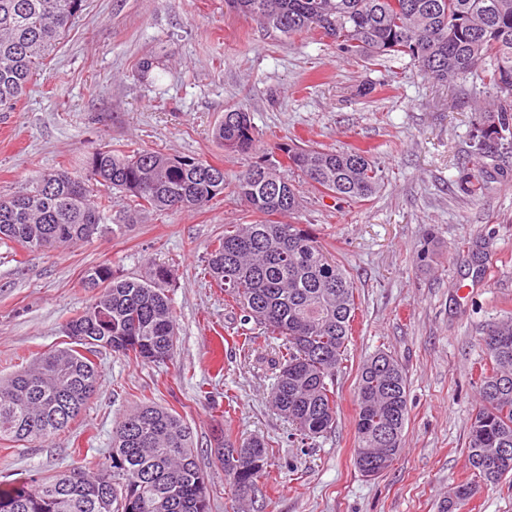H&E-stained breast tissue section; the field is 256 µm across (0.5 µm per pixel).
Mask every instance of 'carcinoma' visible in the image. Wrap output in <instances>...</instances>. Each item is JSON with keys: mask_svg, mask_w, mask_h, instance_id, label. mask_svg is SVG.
Returning a JSON list of instances; mask_svg holds the SVG:
<instances>
[{"mask_svg": "<svg viewBox=\"0 0 512 512\" xmlns=\"http://www.w3.org/2000/svg\"><path fill=\"white\" fill-rule=\"evenodd\" d=\"M232 9L284 36L319 31L343 54L370 65L409 58L441 82L479 81L494 108L476 128L479 154L512 151V0H225ZM86 0H0V112H13L28 86L62 43ZM157 57L138 60L144 79H157ZM224 150L256 151V129L239 105L224 110L214 128ZM281 161H256L229 182L224 169L198 157H169L110 142L89 148L80 170L62 165L36 176L26 192L0 197V241L29 251H54L108 228L112 198L100 184L124 194L134 211H193L222 195L258 217L226 224L207 253L205 270L240 307L237 335L254 327L281 339L272 362L270 401L295 427L301 442L336 423V372L345 360L356 309L351 277L304 224L274 221L299 207L288 172L319 192L347 201L369 199L380 184L368 149L330 151L280 143ZM171 270L153 267L145 279L125 278L100 264L82 279L100 292L70 320L74 345L44 354L35 365L0 380V439L27 444L66 429L97 390L91 356L118 353L145 364H164L176 345L169 295ZM479 404L468 436L475 477L497 483L512 474V321L484 338ZM355 458L394 462L408 418L407 378L398 361L378 351L359 369ZM216 462L240 499L274 455L258 437L238 440L218 429ZM472 481L458 484L440 512H462ZM192 432L173 410L153 402L136 407L112 427L108 461L23 481H0V512H210Z\"/></svg>", "mask_w": 512, "mask_h": 512, "instance_id": "carcinoma-1", "label": "carcinoma"}]
</instances>
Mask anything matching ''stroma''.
<instances>
[{
  "label": "stroma",
  "instance_id": "35a3bbf8",
  "mask_svg": "<svg viewBox=\"0 0 512 512\" xmlns=\"http://www.w3.org/2000/svg\"><path fill=\"white\" fill-rule=\"evenodd\" d=\"M148 53L162 59L161 84L135 70ZM232 104L248 109L270 159L296 135L329 150L370 149L381 169L379 191L358 203L291 176L300 206L289 222L308 225L356 287L335 428L305 444L294 435L269 399L265 355L277 339L258 329L243 346L239 309L204 274L225 225L251 221L243 203L220 196L200 211L142 212L120 233L52 252L0 242V379L61 347L65 323L94 300L81 279L103 263L136 279L166 265L177 323L167 363L99 355L97 391L65 432L34 445L0 440V479L104 462L114 422L150 401L190 425L211 512H438L472 477L483 338L512 318V157L477 194L466 191L486 104L471 83L433 81L407 58L364 66L330 39L283 36L224 0H87L51 66L0 119V196L61 164L80 168L103 140L197 156L234 177L249 157L212 136ZM381 350L407 376L409 414L400 455L367 478L354 464V391L358 366ZM218 427L277 443L261 495L236 497L214 460Z\"/></svg>",
  "mask_w": 512,
  "mask_h": 512
}]
</instances>
